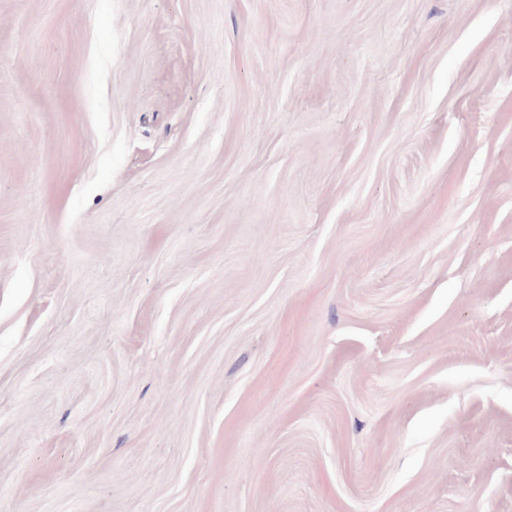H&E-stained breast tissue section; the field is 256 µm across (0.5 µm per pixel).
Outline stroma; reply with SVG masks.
Masks as SVG:
<instances>
[{"instance_id":"1","label":"stroma","mask_w":512,"mask_h":512,"mask_svg":"<svg viewBox=\"0 0 512 512\" xmlns=\"http://www.w3.org/2000/svg\"><path fill=\"white\" fill-rule=\"evenodd\" d=\"M0 512H512V0H0Z\"/></svg>"}]
</instances>
